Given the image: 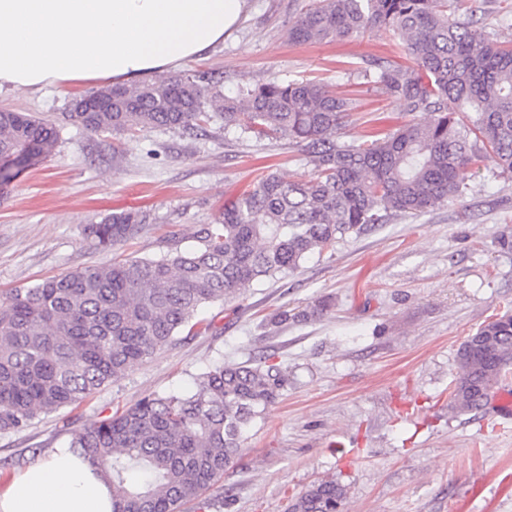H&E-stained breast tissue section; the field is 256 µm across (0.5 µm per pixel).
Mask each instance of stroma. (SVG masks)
Listing matches in <instances>:
<instances>
[{"label": "stroma", "mask_w": 512, "mask_h": 512, "mask_svg": "<svg viewBox=\"0 0 512 512\" xmlns=\"http://www.w3.org/2000/svg\"><path fill=\"white\" fill-rule=\"evenodd\" d=\"M308 0H248L233 34L183 73L214 71L223 91L245 84L315 79L354 101L345 141L385 137L406 117L357 79L365 59L402 61L383 32L299 45L288 23ZM86 87L0 93V110L55 124L54 151L0 189V292L102 266L124 256L159 258L196 245L225 200L273 167L307 177L299 147L242 138L212 122L206 135L161 128L94 133L67 117ZM485 160L463 202L399 215L312 255L291 273L210 308L216 327L176 339L131 366L81 405L0 432V487L61 447L71 433L149 393L188 391L228 362L279 365L288 385L249 427L243 451L201 500L182 512H287L314 481L345 485L344 512H512V419L495 404L449 411L456 353L495 315L512 311V251L497 239L512 226V179ZM126 210L152 224L109 250L86 242L84 225ZM332 311L275 328L271 315L318 297Z\"/></svg>", "instance_id": "1"}]
</instances>
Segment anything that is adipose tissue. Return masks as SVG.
Wrapping results in <instances>:
<instances>
[{"mask_svg":"<svg viewBox=\"0 0 512 512\" xmlns=\"http://www.w3.org/2000/svg\"><path fill=\"white\" fill-rule=\"evenodd\" d=\"M246 0H0V92L132 83L223 43ZM0 512H112L100 471L54 449L0 489Z\"/></svg>","mask_w":512,"mask_h":512,"instance_id":"ef3b65f1","label":"adipose tissue"}]
</instances>
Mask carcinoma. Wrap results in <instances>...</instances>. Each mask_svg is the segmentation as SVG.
Wrapping results in <instances>:
<instances>
[{"label":"carcinoma","instance_id":"obj_1","mask_svg":"<svg viewBox=\"0 0 512 512\" xmlns=\"http://www.w3.org/2000/svg\"><path fill=\"white\" fill-rule=\"evenodd\" d=\"M466 0H315L288 24L298 44L363 38L385 31L413 63L409 70L371 58L366 83L397 101L409 120L382 139L342 140L350 99L311 80L249 84L234 96L213 73L167 75L136 87H112L109 112H71L93 132L163 128L224 129L285 138L304 153L311 174L274 172L224 202L199 246L159 259L128 257L65 272L30 288L0 293V432L40 415L79 406L151 358L176 337L214 328L199 317L209 304L243 296L263 279L293 272L311 254L333 250L353 233L399 215L421 216L457 201L487 158L512 173V42L458 14ZM57 130L22 112H0V185L26 157L50 154ZM142 211L87 224L93 246L107 249L138 235ZM329 297L276 312L274 327L325 316ZM449 398L457 412L482 410L489 389L512 367V312L482 324L457 351ZM276 364L216 365L191 394L150 393L74 432L69 447L112 486L113 512H181L199 499L241 451L247 429L282 394ZM132 471L148 478L129 481ZM345 486L311 484L288 512H340Z\"/></svg>","mask_w":512,"mask_h":512}]
</instances>
